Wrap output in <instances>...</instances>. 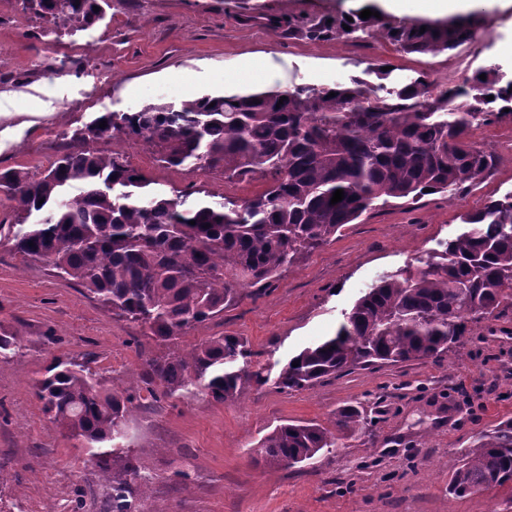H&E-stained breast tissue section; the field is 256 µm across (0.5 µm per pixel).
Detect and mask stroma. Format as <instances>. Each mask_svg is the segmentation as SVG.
<instances>
[{"instance_id":"obj_1","label":"stroma","mask_w":512,"mask_h":512,"mask_svg":"<svg viewBox=\"0 0 512 512\" xmlns=\"http://www.w3.org/2000/svg\"><path fill=\"white\" fill-rule=\"evenodd\" d=\"M362 0H108L102 21L57 36L22 0H0V170L41 171L66 148L63 132L104 112H126L159 98L231 89L320 88L361 77L384 60L391 78L427 73L459 80L496 67L512 79V0L484 12L480 39L448 53H398L375 39L311 41L275 28L288 13L336 16ZM479 143L498 165L463 196L423 197L381 207L294 263L258 292H246L223 317L183 336L184 346L240 336L251 367L270 383L237 401L200 392L134 402L128 447L151 483L143 512H512V488L448 494L449 463L481 431L512 419V312L473 326L461 350L438 363L409 361L358 369L313 388H274L293 356L333 335L355 302L384 274L421 266L439 242L464 226L459 216L512 192V117L484 126ZM125 151L151 192L200 191L240 199L256 182H225L165 167L148 145L101 141ZM20 331L21 350L0 366V512H102L107 489L87 448L48 420L33 383L51 358L93 354L94 370L118 389L137 386L144 362L164 346L140 327L114 319L83 288L0 246V334ZM353 404L365 428L343 437L316 468L258 463L260 440L288 421L327 422Z\"/></svg>"}]
</instances>
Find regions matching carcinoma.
Here are the masks:
<instances>
[{
  "label": "carcinoma",
  "instance_id": "obj_1",
  "mask_svg": "<svg viewBox=\"0 0 512 512\" xmlns=\"http://www.w3.org/2000/svg\"><path fill=\"white\" fill-rule=\"evenodd\" d=\"M24 2L54 33L95 24L107 4ZM350 17L329 23L290 15L276 24L312 41L368 37L398 53L432 56L476 40L483 28L478 12L436 22ZM483 74L484 80L464 77L450 88L422 73L384 96L353 78L321 88L276 86L102 113L64 134L70 149L46 170L0 171V195L14 203L16 218L0 224V245L76 282L113 315L138 324L147 338L173 346L146 361L145 384L159 383L168 397L200 388L216 402L237 399L247 387L269 382L261 370L238 365L248 357L244 341L219 336L181 349L178 340L223 315L244 289L268 284L329 243L366 211L394 201L410 205L428 188L455 198L490 177L495 155L472 139L471 130L512 115V81L501 83L493 68ZM102 121L107 127H99ZM111 139L148 144L169 168L220 170L227 182L255 180L262 189L246 200L226 196L192 208L176 198L145 196L137 192L144 177L122 153L95 147ZM75 184L79 196L62 199ZM337 189L344 198L332 205ZM461 220L466 230L441 242L422 266L380 277L334 336L291 358L275 388H310L379 364L437 363L469 334V324L512 308V194L487 199ZM20 348V333L1 334L0 364ZM89 363L53 358L35 381V395L51 424L89 449L110 489L105 512H137L149 483L122 444L134 396L109 387ZM364 425L363 413L348 406L328 426L277 425L261 448L273 467L304 468ZM505 484L512 485V419L460 451L448 493L464 496Z\"/></svg>",
  "mask_w": 512,
  "mask_h": 512
}]
</instances>
